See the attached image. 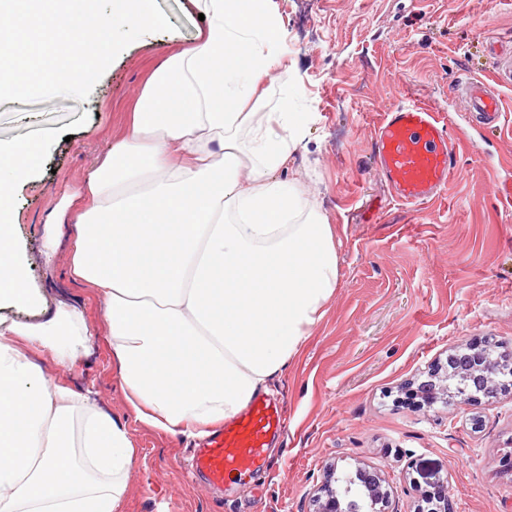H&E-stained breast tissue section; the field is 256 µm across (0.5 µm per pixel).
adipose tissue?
<instances>
[{"mask_svg": "<svg viewBox=\"0 0 512 512\" xmlns=\"http://www.w3.org/2000/svg\"><path fill=\"white\" fill-rule=\"evenodd\" d=\"M200 44L168 57L129 133L47 218L76 227L72 274L106 306L108 344L137 421L203 438L283 374L324 317L338 276L331 224L281 179L309 113L259 109L282 36L270 0H191ZM42 151L0 143V304L28 302L16 183ZM89 334L76 308L0 317V512H122L137 452L91 392L48 386L26 347L72 364Z\"/></svg>", "mask_w": 512, "mask_h": 512, "instance_id": "ef3b65f1", "label": "adipose tissue"}]
</instances>
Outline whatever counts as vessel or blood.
<instances>
[{
  "mask_svg": "<svg viewBox=\"0 0 512 512\" xmlns=\"http://www.w3.org/2000/svg\"><path fill=\"white\" fill-rule=\"evenodd\" d=\"M465 97L483 122L502 127L505 114L498 94L479 81L466 85ZM374 162L388 181L395 200L418 206L446 191L455 170L457 142L436 107L425 102L392 106L374 137ZM288 432V419L278 403L260 395L224 429L193 451V468L212 486L233 474L265 466L269 446Z\"/></svg>",
  "mask_w": 512,
  "mask_h": 512,
  "instance_id": "obj_1",
  "label": "vessel or blood"
}]
</instances>
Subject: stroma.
<instances>
[{"label":"stroma","instance_id":"35a3bbf8","mask_svg":"<svg viewBox=\"0 0 512 512\" xmlns=\"http://www.w3.org/2000/svg\"><path fill=\"white\" fill-rule=\"evenodd\" d=\"M171 30L127 45L87 100L0 103V140L50 138L49 152L18 190L17 246L33 301L8 308L40 319V303L65 301L90 329L88 355L59 367L30 350L51 384L92 389L138 451L123 512H310L329 466L362 467L390 484L391 512H413L422 491L444 482L453 512H512V391L462 414L399 397L467 345L512 351V84L498 79L512 55V0H272L285 36L265 109L283 98L314 113L287 173L333 224L339 279L324 318L287 371L270 384L288 435L268 463L213 488L191 470L196 441L136 421L112 367L106 307L71 275L70 233L53 273L40 247L45 218L123 136L137 96L168 56L200 41L189 0H157ZM500 94L503 129L475 122L459 79ZM450 115L461 150L446 192L414 208L396 202L374 164V129L402 101Z\"/></svg>","mask_w":512,"mask_h":512}]
</instances>
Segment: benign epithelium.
I'll use <instances>...</instances> for the list:
<instances>
[{
    "mask_svg": "<svg viewBox=\"0 0 512 512\" xmlns=\"http://www.w3.org/2000/svg\"><path fill=\"white\" fill-rule=\"evenodd\" d=\"M512 385V374L500 365L494 348L467 349L453 356V369L444 374L432 373L424 382L425 402L435 404L443 399L451 408L462 411L478 402V394L497 392ZM356 495L350 487L326 483L313 499L312 512H389L390 493L380 473L360 468ZM417 512H450L447 486L440 482L434 491L424 495Z\"/></svg>",
    "mask_w": 512,
    "mask_h": 512,
    "instance_id": "benign-epithelium-1",
    "label": "benign epithelium"
}]
</instances>
